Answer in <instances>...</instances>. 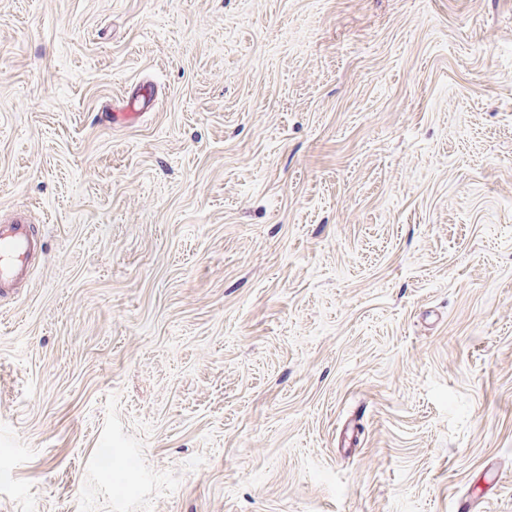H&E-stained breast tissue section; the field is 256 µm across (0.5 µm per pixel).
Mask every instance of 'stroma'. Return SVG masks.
<instances>
[{
    "mask_svg": "<svg viewBox=\"0 0 512 512\" xmlns=\"http://www.w3.org/2000/svg\"><path fill=\"white\" fill-rule=\"evenodd\" d=\"M17 214L0 512H512V0H0ZM152 98L153 89L141 87L135 95L128 98L125 104L112 107V112L108 114V122L115 129L134 126L144 113L141 111L149 106ZM41 239L30 224L21 220L0 225V288L6 290L30 276L35 255L41 251Z\"/></svg>",
    "mask_w": 512,
    "mask_h": 512,
    "instance_id": "obj_1",
    "label": "stroma"
}]
</instances>
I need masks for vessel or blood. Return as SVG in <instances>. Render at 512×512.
I'll return each mask as SVG.
<instances>
[{
  "label": "vessel or blood",
  "mask_w": 512,
  "mask_h": 512,
  "mask_svg": "<svg viewBox=\"0 0 512 512\" xmlns=\"http://www.w3.org/2000/svg\"><path fill=\"white\" fill-rule=\"evenodd\" d=\"M153 90L141 87L127 102L113 108L108 121L113 128L134 126L149 106ZM42 242L34 233L31 225L20 220L4 222L0 225V288H11L17 282L30 275L35 255L41 251Z\"/></svg>",
  "instance_id": "obj_1"
}]
</instances>
